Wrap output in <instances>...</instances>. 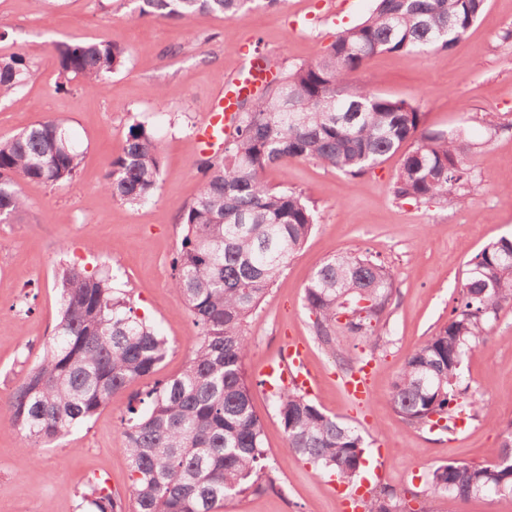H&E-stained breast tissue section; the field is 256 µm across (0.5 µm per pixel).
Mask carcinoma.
<instances>
[{
  "mask_svg": "<svg viewBox=\"0 0 512 512\" xmlns=\"http://www.w3.org/2000/svg\"><path fill=\"white\" fill-rule=\"evenodd\" d=\"M250 2L140 0L138 16L233 19ZM485 7L486 0H374L367 18L336 32L323 57L277 72L238 101L224 155L200 162L204 179L183 209L184 234L172 261V291L198 335L182 370L136 393L122 418L128 494L95 481L82 494L84 512H219L230 498L276 488L251 403L245 326L317 219L302 193L270 186L262 173L297 159L356 177L399 153L395 199L466 203L476 171L463 131L426 127L416 103L376 94L350 75L378 53L451 49ZM55 51L56 89L63 92L76 79L89 92L101 89L128 57L110 42H63ZM29 75L23 55L0 57V97L14 95ZM82 160L64 123L51 117L0 140V222L12 224L28 208L22 183H71ZM160 173L159 140L136 123L108 162L102 188L137 207L154 199ZM394 282L390 267L368 254L342 252L324 261L304 293L317 339L332 351L339 336L376 340ZM55 285L61 303L53 336L8 400H0V424L22 434L32 468L37 449L90 422L111 398L151 376L169 352L130 295L113 287L109 271L63 264ZM511 305L512 237L502 236L468 260L448 322L409 354L396 377L390 397L404 423L424 428L436 414L446 420L443 430L454 431L463 411L464 359L483 342L487 323ZM274 405L288 448L315 471L347 482L360 474L368 448L360 427L326 414L296 387L277 386ZM501 438L504 465H439L428 474V490L461 500L512 496V422ZM400 509L388 488L367 504V512Z\"/></svg>",
  "mask_w": 512,
  "mask_h": 512,
  "instance_id": "1",
  "label": "carcinoma"
}]
</instances>
